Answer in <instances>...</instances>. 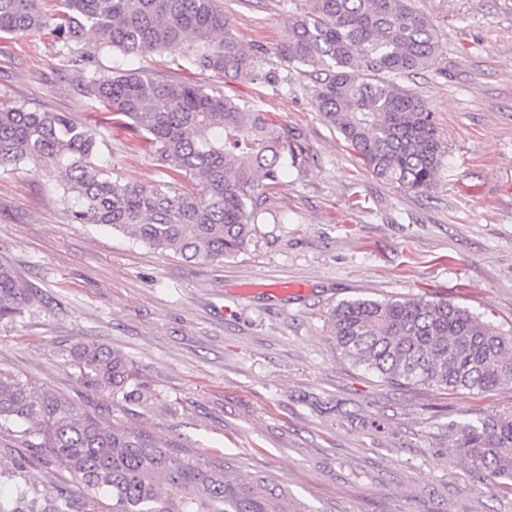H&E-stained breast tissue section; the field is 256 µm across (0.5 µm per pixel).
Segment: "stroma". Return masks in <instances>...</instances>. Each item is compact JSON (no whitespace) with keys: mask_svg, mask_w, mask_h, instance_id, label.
I'll return each instance as SVG.
<instances>
[{"mask_svg":"<svg viewBox=\"0 0 512 512\" xmlns=\"http://www.w3.org/2000/svg\"><path fill=\"white\" fill-rule=\"evenodd\" d=\"M233 32L261 44L267 81L224 82L173 55L97 53L99 73L146 69L276 115L309 149L269 200L247 250L219 261L161 253L64 211L60 173L38 162L0 169V262L42 302L0 322V368L82 408L93 392L60 349L120 350L163 402L112 409L183 448L224 453L288 490V512H512L448 457V427L469 409H512V385L481 395L395 385L336 344L329 313L356 297L445 299L512 332V0H416L442 46L402 79L433 113L448 155L433 190L379 179L313 104L315 82L277 51L305 0H223ZM83 73L53 36H0V105L68 112L104 138L103 162L144 185L164 181L149 145L81 96ZM55 502L72 486L0 434V466Z\"/></svg>","mask_w":512,"mask_h":512,"instance_id":"35a3bbf8","label":"stroma"}]
</instances>
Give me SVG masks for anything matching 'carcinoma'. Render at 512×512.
<instances>
[{"label":"carcinoma","instance_id":"obj_1","mask_svg":"<svg viewBox=\"0 0 512 512\" xmlns=\"http://www.w3.org/2000/svg\"><path fill=\"white\" fill-rule=\"evenodd\" d=\"M0 34H50L76 63L91 62L77 52L91 37L98 51L177 53L229 80L261 79V46L239 40L221 0H0ZM278 52L289 67L315 74L317 112L370 172L421 192L435 187L445 157L441 132L424 101L398 84L440 54L434 23L413 0H307L288 18ZM79 92L129 131L130 151L148 143L169 180L112 177L95 163L107 143L94 131L66 112L23 106L0 110V168L39 161L60 171V202L74 222L109 226L189 261L242 253L284 174L309 159L299 135L273 114L196 85L143 71H94ZM183 179L192 187H176ZM36 302L14 268L0 263V321L22 317ZM330 325L344 355L391 383L477 395L512 384V335L448 301L358 297L338 303ZM62 356L102 410L35 391L0 370V433L65 465L85 512H95L102 496L111 512H286L284 494L262 476L234 470L223 454L195 455L112 421L114 404L162 401L124 353L77 343ZM448 456L466 472L486 473L493 494L512 496V411L478 409L451 425ZM19 477L13 472V491L0 493V512H46Z\"/></svg>","mask_w":512,"mask_h":512}]
</instances>
